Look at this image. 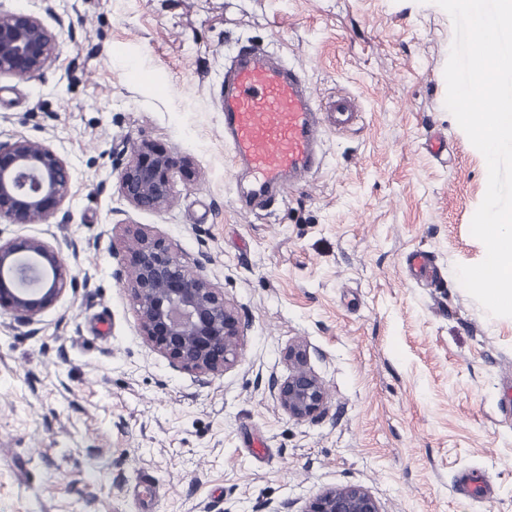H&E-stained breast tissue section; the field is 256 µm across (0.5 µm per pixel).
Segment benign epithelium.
I'll use <instances>...</instances> for the list:
<instances>
[{
  "label": "benign epithelium",
  "instance_id": "benign-epithelium-1",
  "mask_svg": "<svg viewBox=\"0 0 512 512\" xmlns=\"http://www.w3.org/2000/svg\"><path fill=\"white\" fill-rule=\"evenodd\" d=\"M56 48L55 35L33 14L0 10V76L40 75ZM191 177L188 158L156 149L147 141L135 150L119 178L120 196L132 207L159 211L173 196L175 174ZM67 162L50 146L27 138L0 143V223L40 224L70 193ZM129 255L112 276L130 292L140 329L154 350L181 370L209 376L224 372L239 355L244 326L202 274L204 261L189 266L173 246L140 229ZM74 285L60 251L37 237L0 240V310L31 326ZM288 376L270 390L288 415L312 419L325 409L327 394L308 366L305 346L288 348ZM303 512H381L375 497L356 485L329 488Z\"/></svg>",
  "mask_w": 512,
  "mask_h": 512
}]
</instances>
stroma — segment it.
Returning a JSON list of instances; mask_svg holds the SVG:
<instances>
[{"label": "stroma", "mask_w": 512, "mask_h": 512, "mask_svg": "<svg viewBox=\"0 0 512 512\" xmlns=\"http://www.w3.org/2000/svg\"><path fill=\"white\" fill-rule=\"evenodd\" d=\"M57 38L34 78L0 77V143L67 160L70 195L43 224L0 238L57 247L74 279L27 334L0 312V512L304 509L358 485L381 512H512V317H493L455 268L484 156L445 106L454 38L434 0H0ZM300 70L324 123L321 165L243 208L251 179L224 145V70L239 48ZM440 138L444 148L428 147ZM190 158L162 210L130 206L118 176L141 142ZM141 227L205 274L244 323L241 354L201 384L142 336L112 277ZM438 275L412 276L410 253ZM304 343L327 391L296 420L268 383ZM355 114L356 112L350 99L344 96H336V101L332 105V112L329 118L336 124V128L343 129L353 122Z\"/></svg>", "instance_id": "obj_1"}]
</instances>
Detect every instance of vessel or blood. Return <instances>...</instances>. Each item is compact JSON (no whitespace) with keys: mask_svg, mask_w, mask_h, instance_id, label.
<instances>
[{"mask_svg":"<svg viewBox=\"0 0 512 512\" xmlns=\"http://www.w3.org/2000/svg\"><path fill=\"white\" fill-rule=\"evenodd\" d=\"M224 143L263 193L285 192L318 170L323 117L302 76L252 49H239L224 70ZM337 128L354 118L350 99L337 97Z\"/></svg>","mask_w":512,"mask_h":512,"instance_id":"obj_1","label":"vessel or blood"}]
</instances>
